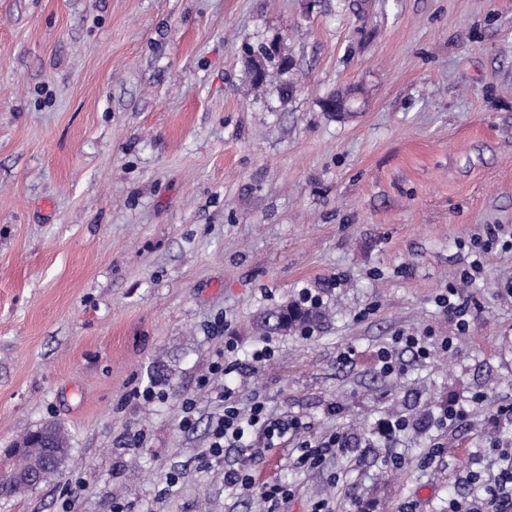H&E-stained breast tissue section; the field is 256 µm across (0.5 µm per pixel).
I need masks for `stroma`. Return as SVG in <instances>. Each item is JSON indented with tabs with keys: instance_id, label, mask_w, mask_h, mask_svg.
I'll use <instances>...</instances> for the list:
<instances>
[{
	"instance_id": "35a3bbf8",
	"label": "stroma",
	"mask_w": 512,
	"mask_h": 512,
	"mask_svg": "<svg viewBox=\"0 0 512 512\" xmlns=\"http://www.w3.org/2000/svg\"><path fill=\"white\" fill-rule=\"evenodd\" d=\"M273 40L287 99L247 77ZM305 288L311 334L261 328ZM228 387L350 446L204 462ZM511 403L512 0H0V451L48 423L72 448L0 512L70 481L71 512H267L273 484L277 512H448L496 481ZM348 446V436L343 432H336L331 435L327 441L317 443V445L314 446H312L310 441L304 440L300 444V448L304 451L300 456V461L303 464L315 465L319 463L328 450L332 448H336V450H344Z\"/></svg>"
}]
</instances>
